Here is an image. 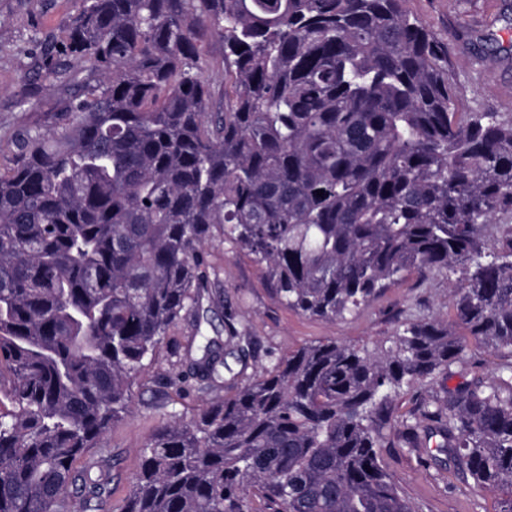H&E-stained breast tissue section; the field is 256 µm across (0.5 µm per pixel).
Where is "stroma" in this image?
I'll use <instances>...</instances> for the list:
<instances>
[{"label":"stroma","instance_id":"1","mask_svg":"<svg viewBox=\"0 0 512 512\" xmlns=\"http://www.w3.org/2000/svg\"><path fill=\"white\" fill-rule=\"evenodd\" d=\"M408 7L448 48L459 111L512 113V0H409ZM81 8L82 0H0V164L15 157L12 137L30 127H48L52 114L62 110L66 94L45 76L38 43L57 34L63 20ZM486 36L494 39L496 55L481 53ZM200 272L221 296L216 315L209 321L181 316L137 379L128 414L86 455L90 461H109L113 507L121 506L140 467L139 450L155 427L191 416L211 399L195 380L167 384L170 373L190 369L189 362L177 361L176 349L215 337L217 327L232 320L247 338L251 356L244 373L250 376L311 342L333 339L372 349L402 321H448L454 294L447 276L423 282L412 274L346 318L306 317L281 304L262 266L218 232L203 249ZM503 361L502 354L469 347L450 374L406 387L395 398L391 418L381 430L379 454L414 512H498V492L477 486L455 468L434 464L429 449L412 447L411 427L423 404L444 398L449 388L474 375L498 374Z\"/></svg>","mask_w":512,"mask_h":512}]
</instances>
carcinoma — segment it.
<instances>
[{
	"label": "carcinoma",
	"instance_id": "1",
	"mask_svg": "<svg viewBox=\"0 0 512 512\" xmlns=\"http://www.w3.org/2000/svg\"><path fill=\"white\" fill-rule=\"evenodd\" d=\"M82 2L43 58L79 94L0 168V512H106L108 479L76 464L181 315L218 305L198 274L217 225L301 315L444 272L453 320L372 353L302 346L160 423L120 512H414L377 417L471 343L512 355V113L456 111L448 49L407 0ZM224 331L190 360L202 391L246 356ZM414 428L512 512V362Z\"/></svg>",
	"mask_w": 512,
	"mask_h": 512
}]
</instances>
